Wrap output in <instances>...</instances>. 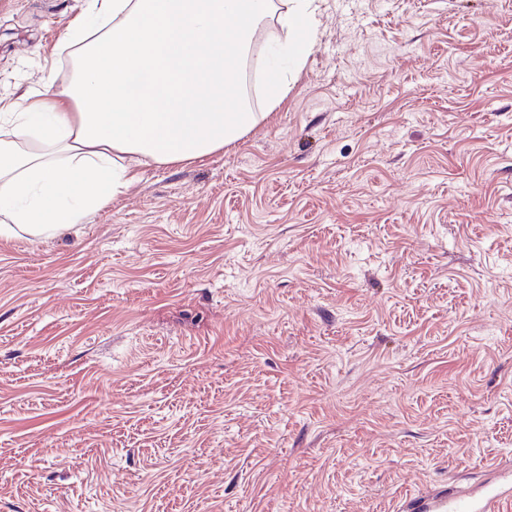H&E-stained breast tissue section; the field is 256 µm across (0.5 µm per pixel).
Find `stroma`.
Wrapping results in <instances>:
<instances>
[{"instance_id":"obj_1","label":"stroma","mask_w":512,"mask_h":512,"mask_svg":"<svg viewBox=\"0 0 512 512\" xmlns=\"http://www.w3.org/2000/svg\"><path fill=\"white\" fill-rule=\"evenodd\" d=\"M84 0H0V102ZM230 150L0 241V512H396L512 464V0H321Z\"/></svg>"}]
</instances>
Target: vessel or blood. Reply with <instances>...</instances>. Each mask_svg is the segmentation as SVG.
<instances>
[{
  "label": "vessel or blood",
  "mask_w": 512,
  "mask_h": 512,
  "mask_svg": "<svg viewBox=\"0 0 512 512\" xmlns=\"http://www.w3.org/2000/svg\"><path fill=\"white\" fill-rule=\"evenodd\" d=\"M405 512H512V474L474 495L456 494L447 487L412 498Z\"/></svg>",
  "instance_id": "vessel-or-blood-1"
}]
</instances>
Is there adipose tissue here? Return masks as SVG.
Instances as JSON below:
<instances>
[{
	"label": "adipose tissue",
	"mask_w": 512,
	"mask_h": 512,
	"mask_svg": "<svg viewBox=\"0 0 512 512\" xmlns=\"http://www.w3.org/2000/svg\"><path fill=\"white\" fill-rule=\"evenodd\" d=\"M270 14L302 63L317 0H84L67 31L72 81L27 91L0 113V240L89 223L137 168L240 141L263 115L230 108L224 90L251 27Z\"/></svg>",
	"instance_id": "1"
}]
</instances>
